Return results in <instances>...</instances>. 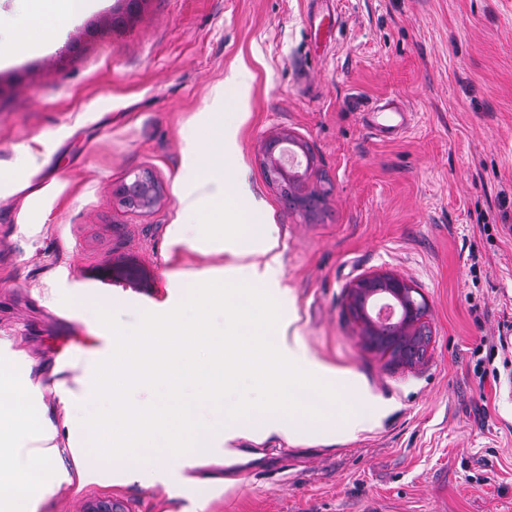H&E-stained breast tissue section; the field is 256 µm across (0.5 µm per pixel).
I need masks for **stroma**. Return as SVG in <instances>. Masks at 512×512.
I'll return each mask as SVG.
<instances>
[{"instance_id":"35a3bbf8","label":"stroma","mask_w":512,"mask_h":512,"mask_svg":"<svg viewBox=\"0 0 512 512\" xmlns=\"http://www.w3.org/2000/svg\"><path fill=\"white\" fill-rule=\"evenodd\" d=\"M328 16L336 30L314 35ZM242 68L229 163L278 229L302 343L375 416L353 438L272 442L256 465L224 468L236 483L207 512H512V0H140L134 15L100 0L63 39L0 68V169L37 140L33 187L61 185L48 208L0 187V338L64 361L62 344L90 326L34 289L122 295L109 319L132 331L165 299L166 271L204 265L167 261L163 243L187 139ZM388 100L412 123L373 135L368 111ZM283 129L312 152L313 211L266 179L261 145ZM142 172L165 192L149 213L116 196ZM377 270L428 302L416 367L357 339L345 290ZM498 340L504 353L478 376V346ZM95 497L192 512L196 494L89 483L39 512Z\"/></svg>"}]
</instances>
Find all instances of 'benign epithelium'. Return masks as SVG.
Returning <instances> with one entry per match:
<instances>
[{"instance_id":"benign-epithelium-1","label":"benign epithelium","mask_w":512,"mask_h":512,"mask_svg":"<svg viewBox=\"0 0 512 512\" xmlns=\"http://www.w3.org/2000/svg\"><path fill=\"white\" fill-rule=\"evenodd\" d=\"M282 144H289L291 148L275 155L276 148ZM262 154V162L271 183L278 186L289 184L287 191L290 199L299 205L305 204L306 199L300 195L303 189L301 176H288L287 165L288 158H296L301 154L306 159V166H311L313 159L308 146L299 141L292 132L282 130L265 141ZM122 190L135 197L139 209L144 212L155 210L165 196L162 185L153 177L144 174L136 176L131 183L124 184ZM376 292L383 294L398 309V316L388 325L377 321L367 308L368 298ZM345 305L359 325V337L362 340L389 333L399 342L412 341L420 338L427 326V302L419 289L389 270L371 272L352 281L345 292ZM119 507L120 503L111 498L91 499L83 503L81 512H118Z\"/></svg>"}]
</instances>
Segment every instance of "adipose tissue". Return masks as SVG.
<instances>
[{"instance_id": "obj_1", "label": "adipose tissue", "mask_w": 512, "mask_h": 512, "mask_svg": "<svg viewBox=\"0 0 512 512\" xmlns=\"http://www.w3.org/2000/svg\"><path fill=\"white\" fill-rule=\"evenodd\" d=\"M37 1L34 10L30 0H16L12 13L0 14V64L64 37L97 7V0ZM229 105L217 91L188 149L191 169L177 189L165 254L220 255L227 264L168 272L167 286L180 297L165 299L134 331L108 319L122 297L87 289L72 296L81 317L109 336L112 353L71 377L61 364H38L0 339V512H38L61 487L92 481L104 462L121 485L201 490L197 507L207 512L226 482L199 476L198 468L256 459L271 439L353 435L371 421L362 400L345 401L335 370L290 332L296 316L281 284L276 226L240 222L246 190L228 164L235 148ZM217 311L224 315L219 335L209 323ZM289 386L315 395L320 407L285 402Z\"/></svg>"}]
</instances>
